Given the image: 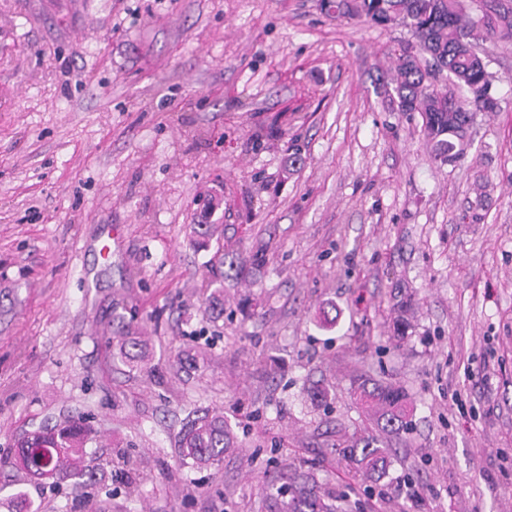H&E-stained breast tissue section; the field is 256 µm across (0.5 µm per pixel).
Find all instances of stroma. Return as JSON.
Returning <instances> with one entry per match:
<instances>
[{
	"instance_id": "35a3bbf8",
	"label": "stroma",
	"mask_w": 512,
	"mask_h": 512,
	"mask_svg": "<svg viewBox=\"0 0 512 512\" xmlns=\"http://www.w3.org/2000/svg\"><path fill=\"white\" fill-rule=\"evenodd\" d=\"M413 40L336 0H0V512H267L294 467L357 512H512V42L443 164L378 87ZM359 374L416 405L380 480L340 460ZM70 417L90 480L16 467ZM182 455L198 466H219L224 455L237 448L236 436L224 415L205 412L183 425L178 433Z\"/></svg>"
}]
</instances>
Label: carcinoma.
<instances>
[{
    "instance_id": "obj_1",
    "label": "carcinoma",
    "mask_w": 512,
    "mask_h": 512,
    "mask_svg": "<svg viewBox=\"0 0 512 512\" xmlns=\"http://www.w3.org/2000/svg\"><path fill=\"white\" fill-rule=\"evenodd\" d=\"M486 10L474 15L466 0H336V16L365 17L378 26L401 24L410 29L416 45L393 53L394 67L385 92L401 112H418L434 158L443 164L462 153L467 136L465 119L471 108L494 112L498 101L490 94L486 55L476 45L491 39L512 41V7L485 0ZM448 73L452 85L465 89V100L429 81L434 72ZM353 396L374 429L357 435L342 449L345 465L358 476L382 477L390 467L387 436L409 433L414 406L406 390L392 382L360 377ZM62 454L74 456L94 435L81 418L67 419L49 427ZM182 455L198 466H217L224 455L237 448L231 425L219 413H204L188 420L178 433ZM41 465L62 479L80 481L84 469L56 456H43ZM286 486L269 495L268 512H348L351 490L336 497L320 492L317 478L309 470L291 469Z\"/></svg>"
}]
</instances>
